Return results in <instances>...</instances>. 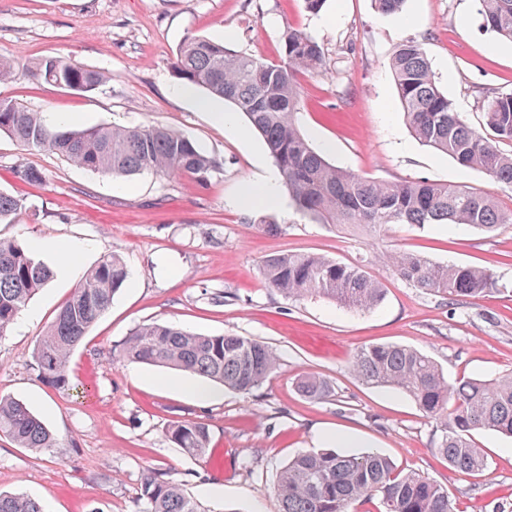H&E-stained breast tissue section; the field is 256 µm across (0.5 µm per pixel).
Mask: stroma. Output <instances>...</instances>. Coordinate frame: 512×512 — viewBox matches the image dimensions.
Returning a JSON list of instances; mask_svg holds the SVG:
<instances>
[{
	"instance_id": "obj_1",
	"label": "stroma",
	"mask_w": 512,
	"mask_h": 512,
	"mask_svg": "<svg viewBox=\"0 0 512 512\" xmlns=\"http://www.w3.org/2000/svg\"><path fill=\"white\" fill-rule=\"evenodd\" d=\"M290 28L310 34L324 53L321 70L299 78L297 122L331 163L375 180L490 192L512 209V186L460 168L409 133L389 69L402 43L418 42L461 118L493 137L484 109L512 92V42L482 28L476 0H406L398 15L381 13L374 0H326L317 13L303 0H0V57L16 70L0 82V99L46 116L74 113L86 127L172 128L217 162L203 184L150 171L115 179L0 134V191L23 204L19 217L0 221V239L80 249L70 269L57 252L38 253L53 276L28 304L36 317L16 320L0 337V396L25 402L57 442L20 448L0 435L1 492L26 493L48 512H138L141 484L154 473L180 483L203 512H279L280 468L298 453L335 449L333 436L343 431L354 434L356 453L380 452L447 489L454 512H512L511 437L476 431L487 470L455 472L433 450L436 423L405 393L367 385L351 367L362 346L397 343L431 356L452 382L512 372V224L491 233L428 224L366 234L317 223L288 197L277 210L241 209V187L276 169L263 138L245 116L228 131L176 93L173 63L185 39L275 62ZM42 59L97 69L106 80L70 90L32 76ZM20 163L40 181L20 179ZM394 249L488 269L499 289L463 301L423 293L380 265L379 255ZM112 251L129 280L72 351L68 388H54L36 367L39 338ZM288 252L362 265L383 282L385 298L365 312L286 298L258 267ZM151 322L255 338L276 350L280 366L250 393L225 389L219 401L200 403L161 386L163 368L122 360L126 337ZM307 373L327 379L331 396H303L297 381ZM186 419L207 424V455H188L167 439L169 425ZM214 486L222 498L210 496Z\"/></svg>"
}]
</instances>
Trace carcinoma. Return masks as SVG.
<instances>
[{"label": "carcinoma", "mask_w": 512, "mask_h": 512, "mask_svg": "<svg viewBox=\"0 0 512 512\" xmlns=\"http://www.w3.org/2000/svg\"><path fill=\"white\" fill-rule=\"evenodd\" d=\"M482 25L512 40V0H476ZM320 45L308 34L290 29L284 57L278 62L232 52L223 43L188 38L179 48L175 76L230 103L265 139L283 183L299 210L321 224L359 225L369 230L392 224H467L490 233L512 224L495 196L428 180L386 182L341 169L313 148L298 129V78L323 66ZM406 123L423 145L447 154L460 167L478 170L491 180L512 185V151L505 152L455 111L441 89L419 44L401 45L389 63ZM32 75L63 87L90 91L104 73L78 64L44 60ZM484 119L498 139L512 143V94L488 102ZM24 146L62 155L72 164L115 178L142 171L208 179L215 161L182 133L158 126H95L71 129L48 125L39 112L0 99V133ZM21 201L0 192V221L18 215ZM380 262L390 274L427 294L479 298L496 289L492 272L463 265H440L404 251L384 253ZM264 282L284 296L301 300L318 296L358 311L376 307L384 297L380 279L356 265L315 254H275L259 266ZM51 270L27 249L0 241V336L4 335ZM129 270L122 258L107 253L60 308L35 352L41 377L56 387L68 384L72 350L109 308L125 285ZM122 359L188 372L247 394L276 370L279 358L265 343L237 334L204 335L172 324L147 323L126 339ZM353 372L363 382L399 390L426 417L440 423L434 451L462 474L487 468L482 449L471 439L478 429L512 436V374L448 383L430 356L405 345L379 344L360 349ZM302 394L322 400L331 395L328 381L308 375ZM0 433L19 448H53L45 423L23 402L0 397ZM168 438L196 456L209 447L206 424L183 420L171 424ZM280 512H350L359 500L378 497L385 512H452L448 492L416 472L404 473L390 458L375 452L343 454L312 450L295 456L280 471ZM142 512H201L180 485L157 476L145 478ZM0 512H46L34 498L0 492Z\"/></svg>", "instance_id": "cac0c4a2"}]
</instances>
